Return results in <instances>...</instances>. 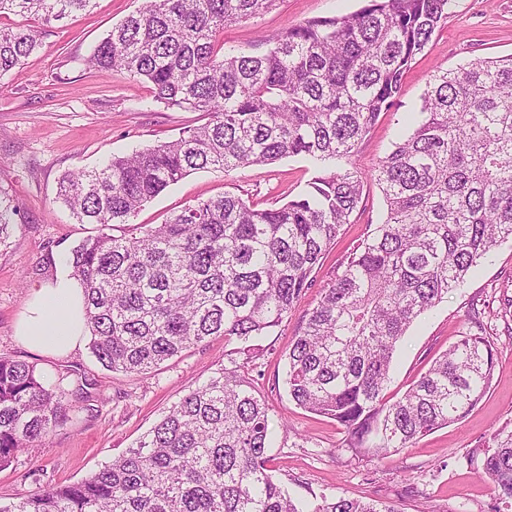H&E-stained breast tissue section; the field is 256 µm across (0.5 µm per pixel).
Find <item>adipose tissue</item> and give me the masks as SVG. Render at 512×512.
<instances>
[{"instance_id": "adipose-tissue-1", "label": "adipose tissue", "mask_w": 512, "mask_h": 512, "mask_svg": "<svg viewBox=\"0 0 512 512\" xmlns=\"http://www.w3.org/2000/svg\"><path fill=\"white\" fill-rule=\"evenodd\" d=\"M52 282L31 288L17 326V338L27 348L53 357H66L82 349L88 328L84 290L65 256L56 259Z\"/></svg>"}]
</instances>
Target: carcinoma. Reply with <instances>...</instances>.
I'll return each instance as SVG.
<instances>
[{
	"label": "carcinoma",
	"instance_id": "cac0c4a2",
	"mask_svg": "<svg viewBox=\"0 0 512 512\" xmlns=\"http://www.w3.org/2000/svg\"><path fill=\"white\" fill-rule=\"evenodd\" d=\"M93 2L0 0V15L52 25ZM276 2L143 0L95 46L91 66L147 83L153 102L207 121L61 178L59 202L77 223L101 227L70 250L69 264L85 288L89 349L106 369L147 372L217 336L250 357L251 342L312 287L374 182L386 218L321 289L286 354L285 383L296 406L335 420L346 447L379 461L462 419L491 386L497 351L476 318L478 331L461 333L401 396L388 394L407 330L512 239V57L436 70L412 132L364 174L359 144L395 107L455 0H364L272 35L262 53L217 51L225 26ZM37 46L31 30L0 27V77L19 73ZM296 156L314 175L283 204L225 193L161 224L134 223L193 171L228 175ZM16 212L0 205V245ZM95 386L76 370L50 384L36 365L0 356V468L91 410ZM273 435L250 378L218 368L111 463L20 494L0 512H399L344 497L300 505L268 468ZM483 473L512 501V422L492 433Z\"/></svg>",
	"mask_w": 512,
	"mask_h": 512
}]
</instances>
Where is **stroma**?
Returning <instances> with one entry per match:
<instances>
[{
    "instance_id": "obj_1",
    "label": "stroma",
    "mask_w": 512,
    "mask_h": 512,
    "mask_svg": "<svg viewBox=\"0 0 512 512\" xmlns=\"http://www.w3.org/2000/svg\"><path fill=\"white\" fill-rule=\"evenodd\" d=\"M141 5L142 0H94L90 11L60 26L12 14L0 17L1 27L31 28L39 42L21 73L0 77V199L17 208L15 230L7 245L0 246V356L34 363L52 381L60 372L81 371L96 382L100 395L93 414H80L78 421L57 429L0 469L2 503L97 471L132 447L214 369L233 365L232 347L220 337L141 374L107 370L86 348L54 358L30 352L15 339V323L29 288L55 276L51 269L36 273L39 261L47 253L69 251L99 231L98 225L76 223L58 201L61 175L172 140L182 129L204 121L201 113L152 103L145 84L86 64L112 26ZM361 5L362 0H278L269 12L226 28L223 41L228 47L261 51L276 32L316 17L349 14ZM511 55L512 0H457L445 27L408 71L395 111L382 115L361 143L357 166L372 171L408 132L403 117L418 108L435 68ZM311 175L308 161L301 157L231 174L199 171L146 203L136 221L159 224L193 200L226 192L263 204L275 198L285 202ZM385 216L378 188L368 185L364 211L345 225L322 259L312 288L288 319L257 342L259 353L248 373L279 424L269 465L291 496L305 502L326 496L389 502L398 512H507L482 472V459L490 434L512 420L511 240L482 261L462 288L416 322L395 355L388 390L399 396L458 340L471 309H483L485 335L497 348L495 370L489 391L461 421L434 429L412 447L373 462L346 448V434L336 421L298 408L282 384L284 356L305 313L340 262Z\"/></svg>"
}]
</instances>
